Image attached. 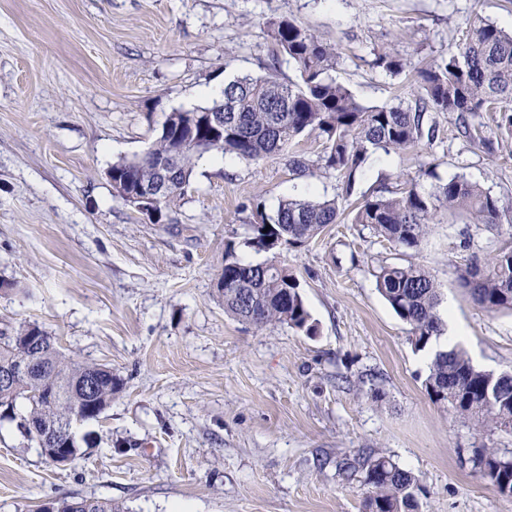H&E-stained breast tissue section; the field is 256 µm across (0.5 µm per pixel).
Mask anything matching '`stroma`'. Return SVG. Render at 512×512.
<instances>
[{"instance_id":"stroma-1","label":"stroma","mask_w":512,"mask_h":512,"mask_svg":"<svg viewBox=\"0 0 512 512\" xmlns=\"http://www.w3.org/2000/svg\"><path fill=\"white\" fill-rule=\"evenodd\" d=\"M512 27V0H0V330L40 326L62 350L111 367L122 390L99 421L75 426L92 446L59 466L14 425H0V512H36L62 497L106 498L125 512H364L360 474L344 454L391 456L414 473L421 512H512L471 471L470 448L512 455V434L476 431L425 391L429 354L380 296L383 263L425 265L485 371L512 374V314L471 299L458 271L512 242L442 211L420 249H393L360 224L329 227L281 251L318 324L309 336L257 330L225 314L224 253L282 198L338 192L335 173L295 178L288 157L249 164L215 152L194 167L174 223L115 197L105 173L141 158L166 115L209 105L225 82L276 72L269 21L285 17L336 46L332 72L365 105L414 104L411 75L374 64L394 51L412 64L455 48L473 14ZM437 138L416 154L369 156L359 189L418 178L434 162L512 208V135L475 116L497 152L435 113Z\"/></svg>"}]
</instances>
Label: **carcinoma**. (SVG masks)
<instances>
[{"instance_id":"carcinoma-1","label":"carcinoma","mask_w":512,"mask_h":512,"mask_svg":"<svg viewBox=\"0 0 512 512\" xmlns=\"http://www.w3.org/2000/svg\"><path fill=\"white\" fill-rule=\"evenodd\" d=\"M271 26L276 51L288 55L301 82L288 84L273 74L236 77L224 84L223 97L212 104L168 113L143 157L112 164L114 196L157 182V164L173 159L175 182L159 201L161 215L167 217L184 196L196 160L213 151L247 163L286 152L291 171L298 177L313 176L321 169L335 172L340 189L336 197H286L275 215L261 214L258 222L247 225L244 245L258 253L275 254L301 247L340 222L338 199L357 194L369 154L379 150L403 154L424 141L432 142L436 126L429 123V113L457 114L464 133L491 152L494 143L468 122L467 115L495 112L498 129L512 133V34L477 14L467 21L465 38L454 51L416 71L418 98L415 105L406 107L359 103L330 74L337 60L333 46L289 19L279 18ZM375 63L391 75L408 67L391 52L378 54ZM211 111L224 117V134L213 136L201 124L203 114ZM305 133L324 140L322 155L315 161L293 150L294 140ZM441 209L473 224H506L512 229V211L490 191L459 176L436 185L430 193L421 191L414 178L395 189H374L361 195L350 221L370 228L394 248L413 249L421 245ZM375 280L380 295L410 327L415 349H424L442 334L440 288L429 269L415 263L385 264L375 272ZM218 281L224 283L220 297L230 316L258 330L286 325L308 335L315 333L300 282L288 268L273 261L245 263L229 250ZM460 281L485 311L512 314V246L501 247L482 261L472 259L461 271ZM26 358L35 360L30 376L16 380L11 388H0V423H16L19 433L48 458L52 449L29 436L26 423L50 421L65 435L66 452L75 460L84 450L73 423L98 420L122 388V381L110 368L66 355L35 324L0 334L1 370ZM92 375L98 378V386L93 397L85 398L79 385ZM424 384L430 399L445 405L454 418L477 429L512 433V374L481 370L464 351L452 348L435 355ZM33 390L42 391V402L33 404L27 399ZM470 462L473 473L497 494L512 497V457L484 446L473 450ZM337 467L362 472L368 489L364 512H418V477L389 457H344ZM51 506V512H120L112 500L99 498L61 497L51 501Z\"/></svg>"}]
</instances>
